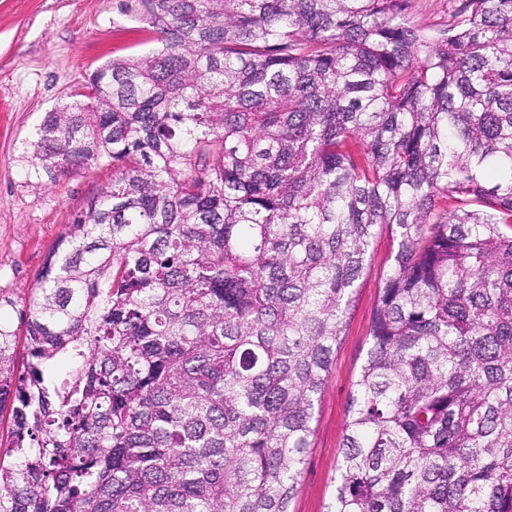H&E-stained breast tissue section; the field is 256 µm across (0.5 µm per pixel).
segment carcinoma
Segmentation results:
<instances>
[{
  "label": "carcinoma",
  "instance_id": "obj_1",
  "mask_svg": "<svg viewBox=\"0 0 512 512\" xmlns=\"http://www.w3.org/2000/svg\"><path fill=\"white\" fill-rule=\"evenodd\" d=\"M409 2L117 0L158 46L22 155L112 182L0 317V512H289L384 231L329 512H512V0ZM411 13L423 27L436 28L448 17V0H412Z\"/></svg>",
  "mask_w": 512,
  "mask_h": 512
}]
</instances>
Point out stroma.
I'll return each mask as SVG.
<instances>
[{"label":"stroma","instance_id":"1","mask_svg":"<svg viewBox=\"0 0 512 512\" xmlns=\"http://www.w3.org/2000/svg\"><path fill=\"white\" fill-rule=\"evenodd\" d=\"M154 46L153 34L121 16L112 0H0V294L24 301L65 225L112 179L111 168L102 165L70 171L51 184L28 177L21 156L35 125L44 112L68 102L101 64ZM395 250L389 234L379 235L315 408L290 512H326L334 497L349 396Z\"/></svg>","mask_w":512,"mask_h":512}]
</instances>
